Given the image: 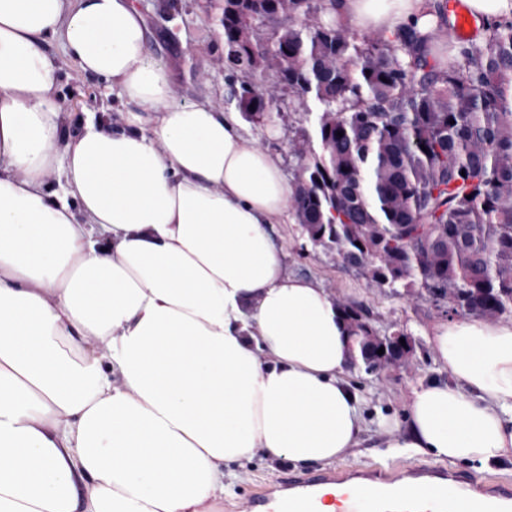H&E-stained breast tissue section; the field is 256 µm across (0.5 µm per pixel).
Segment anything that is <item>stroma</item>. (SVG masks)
<instances>
[{
    "label": "stroma",
    "instance_id": "stroma-1",
    "mask_svg": "<svg viewBox=\"0 0 512 512\" xmlns=\"http://www.w3.org/2000/svg\"><path fill=\"white\" fill-rule=\"evenodd\" d=\"M147 28L150 57L164 64L175 96L185 102L209 101L226 111L225 94L232 75L224 68V44L218 35L217 14L209 0H136ZM48 55L62 61L60 97L67 111L109 113L113 125H121L127 104L116 97H103L99 78L81 73L64 61L58 41L44 42ZM243 134L256 139L261 148L275 156L287 182L299 175L302 161L291 151L293 140L311 134L312 119L301 112L280 110L261 122L241 121ZM275 237L286 254L289 274L317 281L327 293L363 308L379 333L399 324L415 340L413 368L377 376L364 368H350L347 380L361 399L364 428L360 445L329 463V470L349 466L395 467L408 462L433 464L424 454L412 456L388 447L398 426L404 425L412 389L428 381H447L448 370L438 363L424 333L433 324L447 321V306L428 298H408L387 288L371 285L365 274L344 265L334 249L313 244L295 218L276 225ZM301 466L287 458H272L256 451L247 460L230 464L226 470L223 512H242L252 493L277 486L282 474L301 473Z\"/></svg>",
    "mask_w": 512,
    "mask_h": 512
}]
</instances>
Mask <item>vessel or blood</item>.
Instances as JSON below:
<instances>
[{
  "mask_svg": "<svg viewBox=\"0 0 512 512\" xmlns=\"http://www.w3.org/2000/svg\"><path fill=\"white\" fill-rule=\"evenodd\" d=\"M456 37H471L477 21L464 0H453ZM363 486L367 495L350 494ZM512 512V483L480 480L458 470L419 464L399 468H344L306 476L288 475L278 489L255 492L246 512Z\"/></svg>",
  "mask_w": 512,
  "mask_h": 512,
  "instance_id": "obj_1",
  "label": "vessel or blood"
}]
</instances>
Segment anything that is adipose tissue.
Returning a JSON list of instances; mask_svg holds the SVG:
<instances>
[{
	"label": "adipose tissue",
	"instance_id": "obj_1",
	"mask_svg": "<svg viewBox=\"0 0 512 512\" xmlns=\"http://www.w3.org/2000/svg\"><path fill=\"white\" fill-rule=\"evenodd\" d=\"M435 0H331L360 31L425 25ZM58 40L131 103L76 134ZM135 0H0V512H218L224 467L355 447L353 343L288 274L292 191L234 115L184 103ZM449 382L413 389L394 448L512 457V318L432 326Z\"/></svg>",
	"mask_w": 512,
	"mask_h": 512
}]
</instances>
